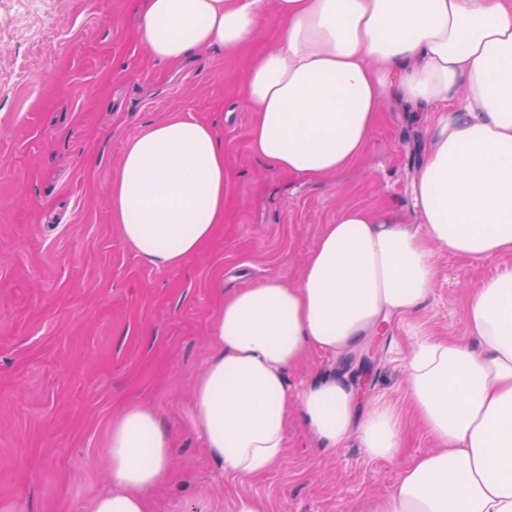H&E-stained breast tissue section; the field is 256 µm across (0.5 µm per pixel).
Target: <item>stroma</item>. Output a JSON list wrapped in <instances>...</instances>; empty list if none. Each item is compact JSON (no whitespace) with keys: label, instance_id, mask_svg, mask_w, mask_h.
<instances>
[{"label":"stroma","instance_id":"35a3bbf8","mask_svg":"<svg viewBox=\"0 0 512 512\" xmlns=\"http://www.w3.org/2000/svg\"><path fill=\"white\" fill-rule=\"evenodd\" d=\"M145 0H0V505L83 512L108 480L112 418L136 402L175 438L151 512H364L435 442L409 423L396 459L365 454L358 438L326 448L290 419L280 463L254 479L220 474L195 429L194 384L214 349L226 296L267 278L296 283L325 225L344 206L390 208L420 225L411 199L429 145L426 116L394 97L381 105L366 152L340 174L306 181L272 171L251 149L255 114L247 67L281 29L234 50L161 63L143 46ZM184 113L215 126L230 176L224 222L183 265L157 269L112 220V176L126 142ZM500 259L436 252L432 293L391 319L369 383L347 358L309 355L291 370L302 386L341 376L360 414L378 400L407 411L414 343L464 333V310Z\"/></svg>","mask_w":512,"mask_h":512}]
</instances>
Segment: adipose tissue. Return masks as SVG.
<instances>
[{
	"mask_svg": "<svg viewBox=\"0 0 512 512\" xmlns=\"http://www.w3.org/2000/svg\"><path fill=\"white\" fill-rule=\"evenodd\" d=\"M282 28L248 68L251 148L304 180L361 157L380 104L394 96L434 114L412 197L421 228L390 209L343 208L293 286L268 278L224 300L216 352L192 398L196 430L220 470L249 479L282 459L290 414L328 448L359 438L396 458L400 412L357 414L340 377L297 389L288 371L309 354L355 351L392 316L429 298L433 251L473 261L512 255V0H275ZM264 0H147L149 54L167 63L234 49L258 34ZM224 146L184 114L129 139L112 179V219L160 269L180 266L224 221ZM460 338L417 342L408 399L434 452L406 464L368 512H512V266L473 288ZM111 480L86 512H149L147 490L174 461L171 430L127 405L112 421Z\"/></svg>",
	"mask_w": 512,
	"mask_h": 512,
	"instance_id": "1",
	"label": "adipose tissue"
}]
</instances>
